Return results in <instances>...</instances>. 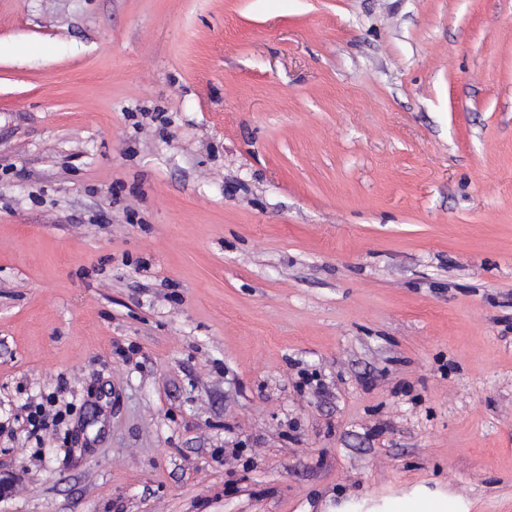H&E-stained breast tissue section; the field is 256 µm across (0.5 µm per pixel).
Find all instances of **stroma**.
Returning <instances> with one entry per match:
<instances>
[{
    "instance_id": "stroma-1",
    "label": "stroma",
    "mask_w": 512,
    "mask_h": 512,
    "mask_svg": "<svg viewBox=\"0 0 512 512\" xmlns=\"http://www.w3.org/2000/svg\"><path fill=\"white\" fill-rule=\"evenodd\" d=\"M9 471L0 512H512V0H0ZM354 501L345 502L336 512H471V503L452 492L431 491L416 488L410 494L389 498L381 504H372L367 510H359Z\"/></svg>"
}]
</instances>
